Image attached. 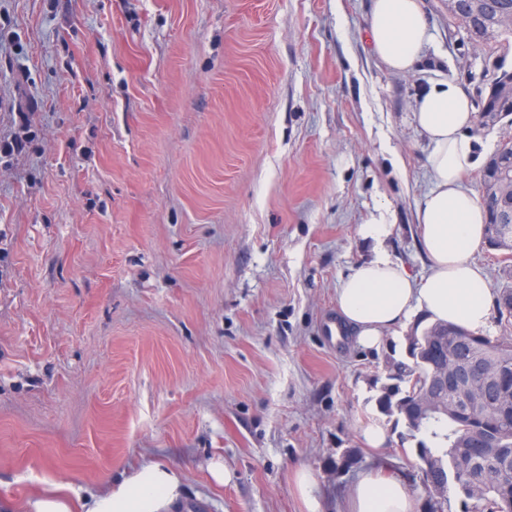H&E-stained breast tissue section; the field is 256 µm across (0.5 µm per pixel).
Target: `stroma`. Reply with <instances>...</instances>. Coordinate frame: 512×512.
<instances>
[{
	"mask_svg": "<svg viewBox=\"0 0 512 512\" xmlns=\"http://www.w3.org/2000/svg\"><path fill=\"white\" fill-rule=\"evenodd\" d=\"M422 5L424 62L397 74L371 0H0V139L29 141L0 160V499L161 462L178 512H303L301 466L325 512L373 469L427 500L404 423L359 434L404 337L325 334L372 214L429 271L420 88L477 101L512 72V34ZM360 434L371 448H383L389 442V427L381 419L364 420L360 426ZM296 488L306 511L324 512L321 498L318 496L319 476L311 469L301 467L293 476Z\"/></svg>",
	"mask_w": 512,
	"mask_h": 512,
	"instance_id": "35a3bbf8",
	"label": "stroma"
}]
</instances>
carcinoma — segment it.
Listing matches in <instances>:
<instances>
[{
    "instance_id": "obj_1",
    "label": "carcinoma",
    "mask_w": 512,
    "mask_h": 512,
    "mask_svg": "<svg viewBox=\"0 0 512 512\" xmlns=\"http://www.w3.org/2000/svg\"><path fill=\"white\" fill-rule=\"evenodd\" d=\"M509 10L512 0H490L488 9L474 18L484 39L512 33V27H502L497 20L499 13ZM499 162L512 192V140L501 145ZM406 341V356L388 362L392 383L383 387L377 406L421 435L417 455L434 464L420 468L429 493L427 512H445L451 492L463 495L467 512H512V401L501 402L497 393L500 369L512 370V336H488L436 323L412 328ZM475 360L484 365V375L466 382L469 404L455 406V395L442 389L427 417L409 416L432 384L433 365L452 372ZM429 438L443 439L444 447H429ZM470 484L482 486L481 493L468 494Z\"/></svg>"
}]
</instances>
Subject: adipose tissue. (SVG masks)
Returning <instances> with one entry per match:
<instances>
[{"label":"adipose tissue","instance_id":"adipose-tissue-1","mask_svg":"<svg viewBox=\"0 0 512 512\" xmlns=\"http://www.w3.org/2000/svg\"><path fill=\"white\" fill-rule=\"evenodd\" d=\"M370 32L376 57L404 73L419 67L430 40L421 0H372ZM430 147L433 182L417 209L421 244L430 265L427 276H413L393 258L385 242L384 218L363 225L374 243L373 257L358 264L336 290L341 326L367 348H378L399 335L417 317L474 332L490 329L492 307L487 277L473 260L484 243L485 208L464 184L479 162L472 134L475 107L455 82L431 80L413 112ZM183 496L182 477L173 465L150 462L109 488L90 496L71 486L51 484L0 512H175ZM422 506L402 479L369 471L356 481L346 512H419Z\"/></svg>","mask_w":512,"mask_h":512}]
</instances>
